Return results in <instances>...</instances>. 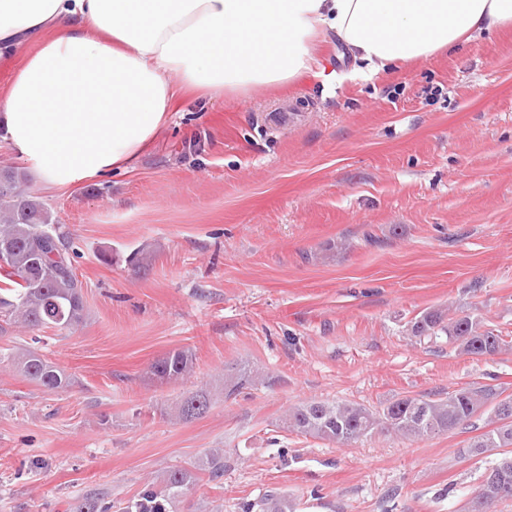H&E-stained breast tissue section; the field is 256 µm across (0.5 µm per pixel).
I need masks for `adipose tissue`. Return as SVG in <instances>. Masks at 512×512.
Listing matches in <instances>:
<instances>
[{
    "mask_svg": "<svg viewBox=\"0 0 512 512\" xmlns=\"http://www.w3.org/2000/svg\"><path fill=\"white\" fill-rule=\"evenodd\" d=\"M512 27V0H0V136L51 189L131 168L178 102L294 82L342 44L355 74Z\"/></svg>",
    "mask_w": 512,
    "mask_h": 512,
    "instance_id": "adipose-tissue-1",
    "label": "adipose tissue"
}]
</instances>
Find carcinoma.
<instances>
[{"instance_id": "obj_1", "label": "carcinoma", "mask_w": 512, "mask_h": 512, "mask_svg": "<svg viewBox=\"0 0 512 512\" xmlns=\"http://www.w3.org/2000/svg\"><path fill=\"white\" fill-rule=\"evenodd\" d=\"M0 176L9 183L8 191L0 193V249L8 251L7 265H0V321L37 330L71 329L85 319L84 284L74 268L76 252L63 235L45 230L52 223L51 212L28 190L25 173L5 167L0 169ZM410 332L419 338L444 335L470 355H495L508 344L498 331L483 327L474 316L449 318L439 310L414 318ZM194 360L188 348L171 349L151 364L150 374L161 382L177 383L192 373ZM15 362L24 378L45 392L69 381L63 369L34 350L19 353ZM256 378L257 371L248 365L233 367L224 375V393L238 394L254 385ZM501 395L490 385H473L454 390L445 398L404 396L379 410L313 400L289 409L284 426L345 445L379 429L406 437L438 435L464 425L488 407L497 426L471 438L461 453L477 456L498 450L484 481L512 486V421L502 422L498 412ZM211 407V393L200 388L186 393L174 413L190 421L202 417ZM199 470L207 472L211 481L223 477L224 456L212 454L192 468L171 471L161 485L144 487L117 512H174L178 498L199 481ZM239 512H293V505L286 495L271 490L257 501L239 503Z\"/></svg>"}]
</instances>
